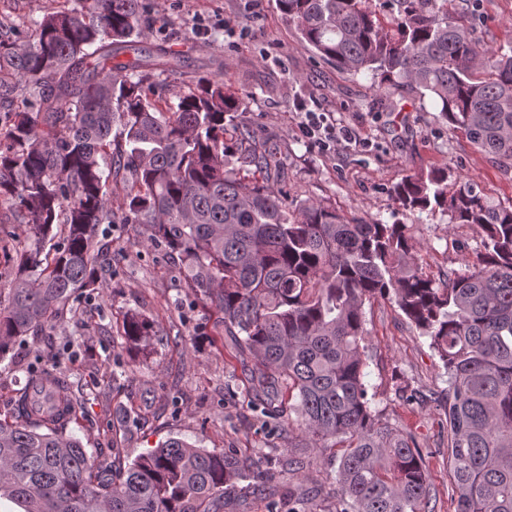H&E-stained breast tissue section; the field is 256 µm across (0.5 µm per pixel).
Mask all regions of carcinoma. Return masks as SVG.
<instances>
[{
	"mask_svg": "<svg viewBox=\"0 0 512 512\" xmlns=\"http://www.w3.org/2000/svg\"><path fill=\"white\" fill-rule=\"evenodd\" d=\"M276 2L323 61L431 98L448 130L512 162V35L494 50L481 44L477 0ZM146 23L144 0H74L24 40L0 28V205L28 221L0 307V358L96 288L101 225L144 224L256 358L253 381L275 403L267 413L317 450L337 449L336 512H426L430 492L414 433L371 410L364 305L378 297L447 369L456 512H512V204L490 202L473 180L448 183L446 168L393 186L403 208L441 209L480 230L476 263L442 283L416 262L407 225L290 200L275 149L234 124L240 101L224 81L205 77L158 109L144 81L178 63L137 46ZM120 175L115 210L108 181ZM150 331L131 314L123 336L146 344ZM81 410L57 367L26 371L0 419V499L22 512H226L236 481L255 470L270 512H312L281 481L301 457L263 469L235 449L170 438L130 462L94 458L66 434Z\"/></svg>",
	"mask_w": 512,
	"mask_h": 512,
	"instance_id": "cac0c4a2",
	"label": "carcinoma"
}]
</instances>
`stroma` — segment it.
<instances>
[{
	"mask_svg": "<svg viewBox=\"0 0 512 512\" xmlns=\"http://www.w3.org/2000/svg\"><path fill=\"white\" fill-rule=\"evenodd\" d=\"M64 4L0 0V24L25 33ZM146 10L153 23L143 46L163 45L182 55L175 72L151 80L158 107L176 104L201 78L223 76L225 91L241 101L237 122L257 142L275 146L292 200L321 201L366 222L407 225L418 263L435 279L465 272L475 262L476 227L451 223L439 210L402 209L391 196L407 175L447 167L454 178L479 182L491 202L512 201V166L493 163L464 135L449 131L430 99L315 57L276 0H146ZM477 13L476 35L486 46L512 31V0H479ZM305 112L351 127L361 145L322 150L302 132ZM26 233L25 221L0 206V289L10 284ZM148 234L143 225L101 226L112 261L103 267L98 289L76 295L50 335L25 337L0 361V412L11 408L26 369L55 363L72 394L86 403L68 431L90 454L101 457L114 447L129 461L171 437L267 460L293 454L308 461L294 482L321 490L314 512H335L329 489L338 464L332 450L311 451L302 434L267 422L251 381L253 356L226 336L219 315L190 288L177 259ZM131 313L149 321L151 345L122 339V322ZM365 313L371 406L381 419L417 435L429 474L428 512H455L448 433L442 410L431 401L447 393L446 371L396 304L374 301ZM404 386L416 392L415 401L400 396Z\"/></svg>",
	"mask_w": 512,
	"mask_h": 512,
	"instance_id": "stroma-1",
	"label": "stroma"
}]
</instances>
